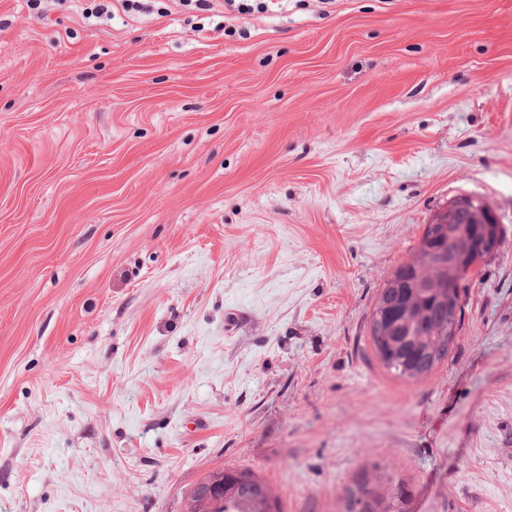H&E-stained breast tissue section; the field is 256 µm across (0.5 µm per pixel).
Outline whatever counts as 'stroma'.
Here are the masks:
<instances>
[{
  "label": "stroma",
  "instance_id": "obj_1",
  "mask_svg": "<svg viewBox=\"0 0 512 512\" xmlns=\"http://www.w3.org/2000/svg\"><path fill=\"white\" fill-rule=\"evenodd\" d=\"M0 0V512H512V0ZM462 194L505 233L426 378L377 294ZM240 471L247 473V480L243 486L229 494L227 501L224 502V487L242 480L239 472L232 469L220 471L217 476L205 483L198 491L196 504L203 505L204 509L220 510L224 507L222 512H267L260 508L264 502L259 500L254 490L256 485H266L252 471ZM405 495L406 486L399 480L394 481L392 477H387L384 482L380 480L376 485L360 480L349 490V512H377L382 501L388 499L391 512H403Z\"/></svg>",
  "mask_w": 512,
  "mask_h": 512
}]
</instances>
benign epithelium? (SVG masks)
I'll return each instance as SVG.
<instances>
[{
  "label": "benign epithelium",
  "instance_id": "benign-epithelium-1",
  "mask_svg": "<svg viewBox=\"0 0 512 512\" xmlns=\"http://www.w3.org/2000/svg\"><path fill=\"white\" fill-rule=\"evenodd\" d=\"M496 213L486 204L462 195L438 211L425 225L422 236L429 252L424 280L414 285L415 292L429 297L438 309L459 311L463 305V278L474 273L483 261L494 256L500 247L501 234L490 219ZM426 312L410 303L396 322L383 323L381 343L384 357H393L391 336L407 333L419 341L416 330L425 325ZM241 481L238 471L226 469L218 473L198 491L197 503L206 509L224 507V487Z\"/></svg>",
  "mask_w": 512,
  "mask_h": 512
}]
</instances>
